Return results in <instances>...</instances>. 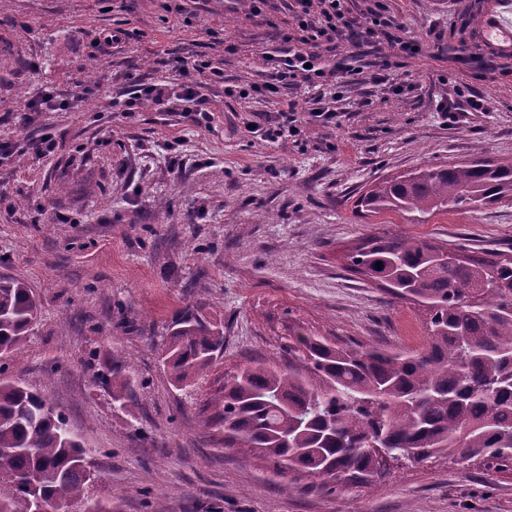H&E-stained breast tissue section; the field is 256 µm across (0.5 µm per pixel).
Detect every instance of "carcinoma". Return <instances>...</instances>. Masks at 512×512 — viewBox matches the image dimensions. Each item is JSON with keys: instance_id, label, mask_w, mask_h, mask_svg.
Segmentation results:
<instances>
[{"instance_id": "cac0c4a2", "label": "carcinoma", "mask_w": 512, "mask_h": 512, "mask_svg": "<svg viewBox=\"0 0 512 512\" xmlns=\"http://www.w3.org/2000/svg\"><path fill=\"white\" fill-rule=\"evenodd\" d=\"M512 202V162L483 158L382 179L356 208L425 224L450 210ZM346 268L417 305L419 348L380 350L295 335L277 361L249 362L224 376L213 401L224 447L239 443L278 474L305 472L335 492L387 465L376 443L422 463L444 455L512 468V246L481 255L459 244L369 235ZM382 262L376 266V262ZM39 316L30 286L0 279V360L20 349ZM224 353L223 326L203 309L169 329L162 365L186 386ZM122 408L136 405L125 364L103 377ZM65 416L0 369V512H112L89 492L87 450L64 433Z\"/></svg>"}]
</instances>
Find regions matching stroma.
Segmentation results:
<instances>
[{"label": "stroma", "mask_w": 512, "mask_h": 512, "mask_svg": "<svg viewBox=\"0 0 512 512\" xmlns=\"http://www.w3.org/2000/svg\"><path fill=\"white\" fill-rule=\"evenodd\" d=\"M395 37L417 55L385 79L264 91L267 51L292 33L291 11L256 17L248 0H0V278L25 281L40 319L9 372L65 415L90 453L94 498L112 512H512V473L432 458L340 492L278 476L224 445L211 398L224 374L278 358L296 332L341 344L414 348L416 305L345 267L370 234L472 249L512 244V203L451 211L426 224L355 209L368 185L424 164L512 160V58L490 74L480 29L488 0H383ZM470 25H455L461 14ZM124 30L120 42L110 32ZM192 67L179 73L177 62ZM207 61L223 68L211 80ZM206 101L184 118L173 80ZM155 84L160 99L135 97ZM258 85L248 99L225 86ZM463 84L492 101L455 119L436 102ZM59 104L33 111L45 93ZM320 97L337 112L309 121ZM294 110L299 133L276 142L260 115ZM51 133L55 151L34 140ZM224 324V355L178 388L161 363L186 306ZM137 408L100 378L113 360Z\"/></svg>", "instance_id": "1"}]
</instances>
